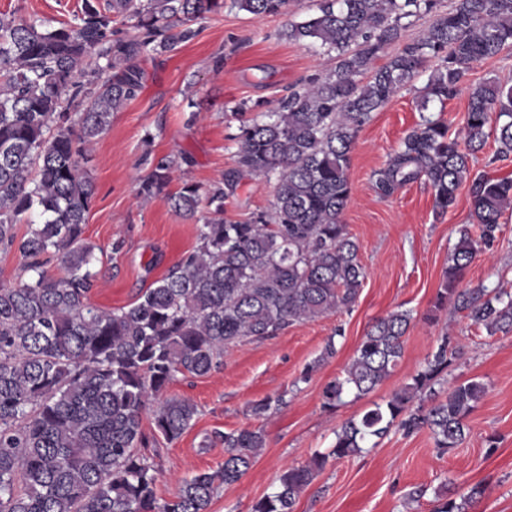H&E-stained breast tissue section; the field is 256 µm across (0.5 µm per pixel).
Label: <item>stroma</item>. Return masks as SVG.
I'll return each mask as SVG.
<instances>
[{"label":"stroma","instance_id":"stroma-1","mask_svg":"<svg viewBox=\"0 0 512 512\" xmlns=\"http://www.w3.org/2000/svg\"><path fill=\"white\" fill-rule=\"evenodd\" d=\"M81 6L82 0H0V16L57 26L73 21ZM315 8L314 0H289L287 14L257 19L225 0L195 22L193 40L140 59L139 96L113 115L90 152L96 196L84 237L97 246L99 259L92 305L105 310L128 306L197 245V224L180 218L164 199L140 195L141 179L152 165L177 163L169 186L173 192L186 180L204 185L221 180L234 164L240 121L271 110L290 90L334 69V54L284 36L288 22L302 20ZM438 65V60L428 61L425 73L374 112L350 153L352 192L342 220L366 272L354 307L294 324L272 338L244 339L210 374L177 377L168 393L196 405L192 428L169 443L155 437L150 420L142 422L159 498H172L184 477L223 464V444L209 441L213 431L259 426L266 447L239 482L218 489L208 508L251 512L285 468L328 452L342 424L410 382L444 341L452 356L440 376L442 388L468 380L487 388L466 419L465 441L444 451L429 429L391 430L377 447L330 461L303 491L295 512H432L438 493L449 484L460 496L483 486L469 512H512V332L491 335L454 310H432L459 230L470 221L472 182L463 181L455 208L442 216L425 181L388 196L377 183L379 171L420 123L426 73ZM489 81L512 86V48L471 63L458 94L442 108L450 133L461 129L470 93ZM274 187L264 179L243 180L226 202L228 215L245 220L268 210ZM500 224L495 243L467 268L461 287L512 292V209ZM398 310L413 319L395 372L364 398L325 410L326 385L354 357L370 325ZM330 340L336 353L321 360ZM278 395L282 405L253 415L255 402Z\"/></svg>","mask_w":512,"mask_h":512}]
</instances>
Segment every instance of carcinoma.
<instances>
[{
    "label": "carcinoma",
    "instance_id": "obj_1",
    "mask_svg": "<svg viewBox=\"0 0 512 512\" xmlns=\"http://www.w3.org/2000/svg\"><path fill=\"white\" fill-rule=\"evenodd\" d=\"M256 18L287 13L288 0H232ZM436 0H319L284 31L288 40L336 52L334 71L310 80L234 136L235 166L209 185L183 183L165 193L175 163L158 162L140 194L163 196L185 220H203L198 245L129 306L90 303L98 272L83 237L95 183L81 162L112 115L143 87L141 57L192 40V24L218 0H83L71 23L0 17V249L25 258L28 277L0 283V512H207L216 491L250 470L266 437L260 428L215 431L224 463L180 482L159 501L156 475L139 452L143 416L166 441L190 429L197 408L165 397L177 375L202 377L244 338L265 339L288 326L350 309L365 280L357 243L342 222L350 198V152L360 129L430 58L420 106L445 103L469 64L512 46V0H454L424 36L378 66L401 38V21L429 13ZM130 23L125 31L119 23ZM368 75L367 81L361 76ZM512 154V87L486 83L471 93L461 135L430 116L403 139L378 185L389 195L423 179L436 211L453 209L469 161L489 139ZM275 179L271 208L245 221L224 218V201L244 177ZM512 208V179L475 177L476 223L459 230L434 304L453 305L490 334L512 332V293L458 288L466 268L500 232ZM207 214H202V211ZM27 231L18 233V225ZM65 273L51 277L44 257ZM412 317L376 320L353 359L324 391L325 406L361 399L394 372ZM448 367V337L411 382L336 431L327 454L283 470L252 512H295L300 494L329 459L361 453L392 429L429 428L437 447L460 445L466 419L486 393L479 381L436 389ZM479 485L434 512H468Z\"/></svg>",
    "mask_w": 512,
    "mask_h": 512
}]
</instances>
